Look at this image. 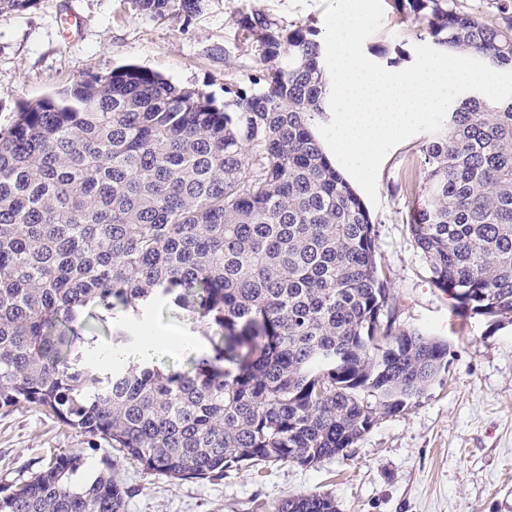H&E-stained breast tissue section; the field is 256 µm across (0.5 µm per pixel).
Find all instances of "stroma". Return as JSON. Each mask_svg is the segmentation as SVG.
I'll return each instance as SVG.
<instances>
[{
  "instance_id": "stroma-1",
  "label": "stroma",
  "mask_w": 512,
  "mask_h": 512,
  "mask_svg": "<svg viewBox=\"0 0 512 512\" xmlns=\"http://www.w3.org/2000/svg\"><path fill=\"white\" fill-rule=\"evenodd\" d=\"M323 0H202L199 13L161 20L131 0H37L0 16V128L24 102L133 64L224 103L226 83L247 84L260 48L242 51L238 20L255 11L281 24L324 32ZM77 12L79 38L64 18ZM414 26L385 8L365 56L400 71L415 60ZM422 135L395 146L378 174L379 203L369 206L398 321L447 340L448 368L404 412L379 417L346 456L312 467L274 462L233 470L220 481H176L122 462L118 475L139 486L125 512H258L296 494L326 493L339 512H512V324L467 314L436 288L405 221L411 202L395 187L420 155ZM75 455V478L97 476L116 452L45 411L0 410V487L27 479L56 456Z\"/></svg>"
}]
</instances>
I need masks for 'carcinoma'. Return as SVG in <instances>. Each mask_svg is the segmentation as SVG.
Segmentation results:
<instances>
[{"label":"carcinoma","mask_w":512,"mask_h":512,"mask_svg":"<svg viewBox=\"0 0 512 512\" xmlns=\"http://www.w3.org/2000/svg\"><path fill=\"white\" fill-rule=\"evenodd\" d=\"M441 49L512 70V21L452 0H388ZM37 0H0V15ZM139 14L201 0H134ZM249 86L208 95L136 66L23 105L0 129V409L33 405L173 480L312 467L422 398L448 343L397 325L375 226L312 130L325 111L316 31L256 11ZM410 233L458 308L512 322V99L452 103L414 172ZM197 315L211 351L186 371L127 360L100 377L75 351L105 316L161 301ZM375 408L376 416L368 415ZM60 455L0 488V512H124L114 460L88 487ZM272 512H337L321 493Z\"/></svg>","instance_id":"obj_1"}]
</instances>
